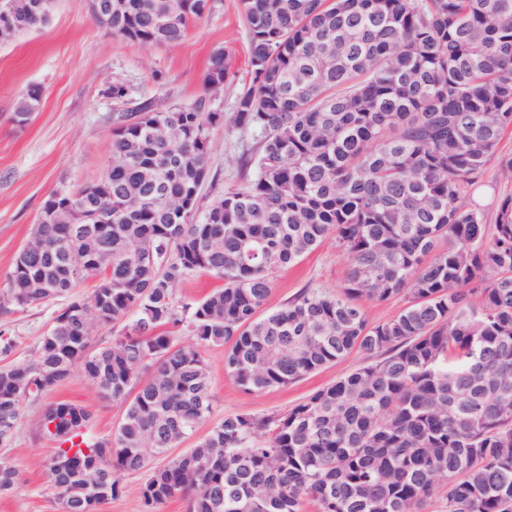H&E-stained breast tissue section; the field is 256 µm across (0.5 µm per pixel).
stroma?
<instances>
[{
  "mask_svg": "<svg viewBox=\"0 0 512 512\" xmlns=\"http://www.w3.org/2000/svg\"><path fill=\"white\" fill-rule=\"evenodd\" d=\"M218 50L224 53L230 79L222 90L208 93L203 75ZM248 50L239 0H213L209 17L177 46H143L111 36L94 22L86 0H57L41 29L0 43V292L31 238L46 198L102 175L115 114L109 94L114 83L126 87L130 106L145 100L166 105L204 100L207 111L221 115L209 130L211 176L203 189L205 198L214 200L227 187L239 184L238 158L257 140L255 132L232 123L236 98L252 81ZM32 85L43 93L39 109L28 124L16 125L12 120L16 103ZM347 265L346 254L334 240H326L294 266L276 273L268 307L284 305L305 288L338 292ZM57 309L54 303L0 308V334L14 342L9 356L0 355V366L29 358ZM202 353L211 373L212 414L167 457L152 459L148 470L124 474L122 495L101 505L98 512H143L139 489L151 470L184 454L224 416L286 413L368 362L365 354L354 352L288 386L248 392L225 374L223 347L209 346ZM62 400L87 407L91 420L84 436L90 442L112 436L124 413L121 403L100 398L78 370L41 399L25 402L13 444L0 448V459L11 463L20 478L15 490L0 498V512H59L45 470L54 444L39 438L36 426L44 408Z\"/></svg>",
  "mask_w": 512,
  "mask_h": 512,
  "instance_id": "1",
  "label": "stroma"
}]
</instances>
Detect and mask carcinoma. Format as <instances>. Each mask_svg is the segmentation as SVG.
<instances>
[{"label": "carcinoma", "instance_id": "cac0c4a2", "mask_svg": "<svg viewBox=\"0 0 512 512\" xmlns=\"http://www.w3.org/2000/svg\"><path fill=\"white\" fill-rule=\"evenodd\" d=\"M18 32L38 29L34 4L10 0ZM210 0H112L110 34L177 45ZM252 83L233 115L257 133L252 175L208 204L203 103L144 101L113 119L112 213L80 225L99 254L83 258L68 225L40 212L33 255L18 254L0 303L63 307L32 358L0 367V446L25 401L75 367L104 399L125 405L115 434L84 440L90 412L49 404L41 437L69 444L46 464L60 512H96L121 473L145 469L213 411L201 348L223 346L224 372L245 391L278 388L357 351L372 362L279 416L227 415L140 487L145 512L187 500V512H419L446 488L441 512H512V196L495 223L470 200L512 127V0H239ZM213 54L204 89L227 81ZM31 86L13 120L39 108ZM182 131L171 154L157 125ZM65 198L95 209L86 186ZM334 237L348 255L337 294L305 288L264 306L277 271ZM194 273L224 280L180 305ZM44 279L46 294L29 287ZM96 282V322L71 293ZM407 306L372 325L365 302ZM135 319L112 342L92 339ZM188 323L192 343L174 329ZM137 392H132V389ZM19 479L0 460V496Z\"/></svg>", "mask_w": 512, "mask_h": 512}]
</instances>
